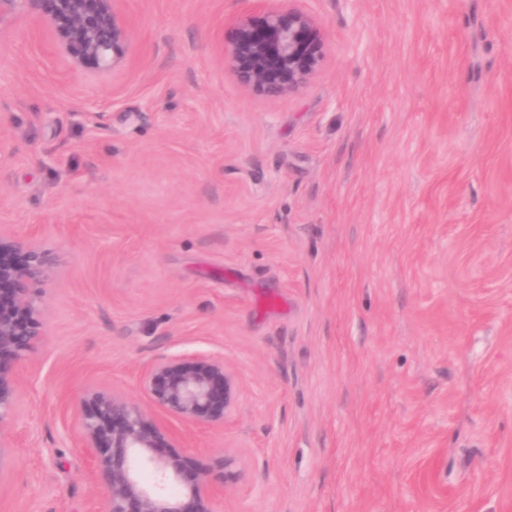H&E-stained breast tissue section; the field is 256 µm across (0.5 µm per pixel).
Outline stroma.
<instances>
[{
    "label": "stroma",
    "mask_w": 512,
    "mask_h": 512,
    "mask_svg": "<svg viewBox=\"0 0 512 512\" xmlns=\"http://www.w3.org/2000/svg\"><path fill=\"white\" fill-rule=\"evenodd\" d=\"M324 61L267 97L224 56L285 0H122L110 74L0 29V229L52 254L0 512H103L91 389L223 355L217 512H512V0H295Z\"/></svg>",
    "instance_id": "35a3bbf8"
}]
</instances>
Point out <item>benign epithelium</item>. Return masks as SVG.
<instances>
[{
	"label": "benign epithelium",
	"instance_id": "7a95c632",
	"mask_svg": "<svg viewBox=\"0 0 512 512\" xmlns=\"http://www.w3.org/2000/svg\"><path fill=\"white\" fill-rule=\"evenodd\" d=\"M119 0H0V27L22 13H34L55 51L77 69L111 71L125 56L128 27ZM324 59L318 22L295 9L271 10L260 24L238 21L227 52L243 85L281 97L302 90ZM52 270L50 253L0 230V482L10 473L9 431L22 397V372L40 337L38 303ZM146 403L115 391L95 390L73 405L77 447L90 459V476L105 495L104 512H217L216 500L233 472L225 449L203 463L175 451L186 441L177 428L222 429L237 409L238 377L216 354L163 356L141 375ZM151 471L153 480L144 478ZM171 486L181 489L175 496Z\"/></svg>",
	"mask_w": 512,
	"mask_h": 512
}]
</instances>
